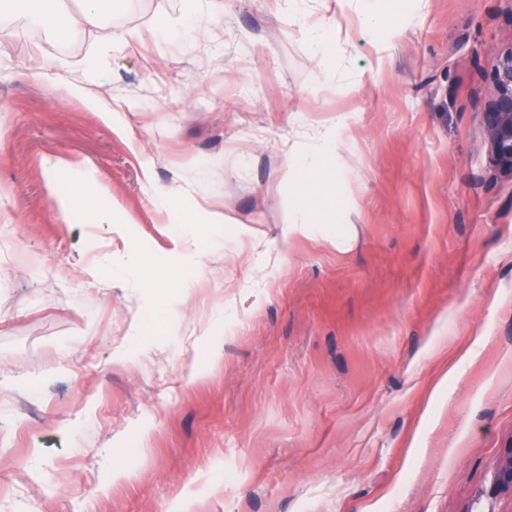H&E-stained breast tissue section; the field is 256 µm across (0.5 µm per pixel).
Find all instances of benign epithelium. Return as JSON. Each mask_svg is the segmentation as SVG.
Masks as SVG:
<instances>
[{"instance_id":"obj_1","label":"benign epithelium","mask_w":512,"mask_h":512,"mask_svg":"<svg viewBox=\"0 0 512 512\" xmlns=\"http://www.w3.org/2000/svg\"><path fill=\"white\" fill-rule=\"evenodd\" d=\"M494 94L483 111L488 138V169L512 176V50L499 55L491 71ZM487 495L512 497V445L503 450Z\"/></svg>"}]
</instances>
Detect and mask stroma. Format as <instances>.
Wrapping results in <instances>:
<instances>
[{"label":"stroma","mask_w":512,"mask_h":512,"mask_svg":"<svg viewBox=\"0 0 512 512\" xmlns=\"http://www.w3.org/2000/svg\"><path fill=\"white\" fill-rule=\"evenodd\" d=\"M186 4L0 18V512H512V0ZM95 60L106 113L57 94ZM47 156L113 223L59 218ZM34 18L47 34L64 39L80 26H96L101 16L112 9V0H81L80 8L73 12L63 0H33ZM494 94L485 106L488 169L512 176V48L499 55L491 71ZM487 495L492 499L503 495L512 499V443L503 450L501 460L492 473Z\"/></svg>","instance_id":"1"}]
</instances>
